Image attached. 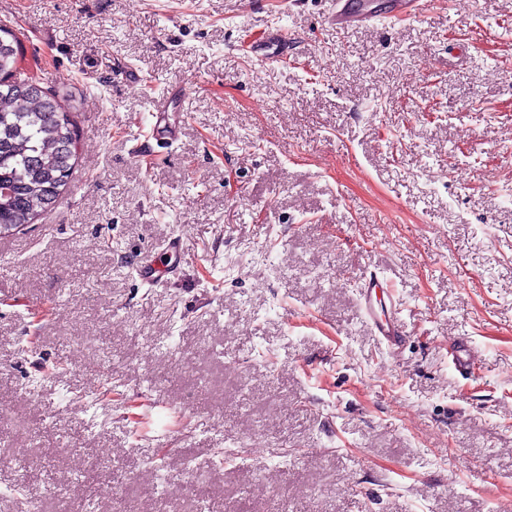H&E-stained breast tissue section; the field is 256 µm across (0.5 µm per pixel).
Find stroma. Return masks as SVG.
I'll return each instance as SVG.
<instances>
[{"label":"stroma","instance_id":"stroma-1","mask_svg":"<svg viewBox=\"0 0 512 512\" xmlns=\"http://www.w3.org/2000/svg\"><path fill=\"white\" fill-rule=\"evenodd\" d=\"M373 6L0 0L79 130L56 207L0 236V512L92 478L94 512H512V0ZM271 27L261 68L239 45ZM363 0H336L335 9L328 23L336 29H352L370 23L375 17ZM391 14L396 18L413 19L426 10L428 0H389ZM292 37L282 29H271L249 51L250 58L260 67L281 61L288 55ZM359 288L360 307L364 315L370 318L375 336H378L390 350L399 348L404 333L398 310L387 311L383 317H379L374 309L375 301H377V289H383L386 292L390 290L388 280L377 274L370 275L369 278L361 282ZM450 349L451 363L458 371L466 370L477 357L473 346L464 337L457 338Z\"/></svg>","mask_w":512,"mask_h":512}]
</instances>
